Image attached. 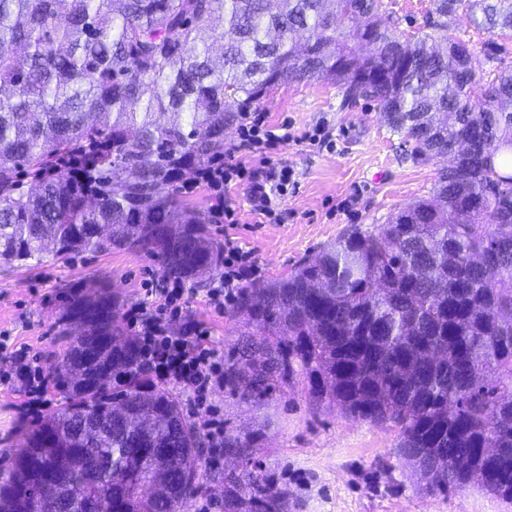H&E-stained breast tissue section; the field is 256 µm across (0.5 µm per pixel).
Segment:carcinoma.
Instances as JSON below:
<instances>
[{
	"label": "carcinoma",
	"mask_w": 512,
	"mask_h": 512,
	"mask_svg": "<svg viewBox=\"0 0 512 512\" xmlns=\"http://www.w3.org/2000/svg\"><path fill=\"white\" fill-rule=\"evenodd\" d=\"M462 0H431L427 31L405 41L381 0H0V263L124 248L161 276L220 271L224 245L177 184L224 156V129L270 88L324 79L376 102L418 160L470 151L429 200L379 227H354L284 278L234 304L264 333L224 363V389L261 399L297 376L354 418L389 423L431 490L475 483L512 502V69L481 94L469 45L450 32ZM470 21L512 31V0H469ZM34 188L19 189L24 172ZM482 199V206L471 200ZM507 247L487 263L471 257ZM68 350L50 374L59 407L21 425L0 468V512H182L200 474L167 497H135L201 456L171 393L137 370L121 300L101 284L62 294ZM101 346L80 368L85 345ZM488 469L458 472L474 448ZM229 436L224 455H248ZM70 460L44 504L38 481ZM224 512H284L259 475L224 472Z\"/></svg>",
	"instance_id": "carcinoma-1"
}]
</instances>
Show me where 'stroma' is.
I'll use <instances>...</instances> for the list:
<instances>
[{
	"label": "stroma",
	"mask_w": 512,
	"mask_h": 512,
	"mask_svg": "<svg viewBox=\"0 0 512 512\" xmlns=\"http://www.w3.org/2000/svg\"><path fill=\"white\" fill-rule=\"evenodd\" d=\"M253 111L268 115L270 124L290 120L294 141L279 145L283 165L296 172L298 188L282 204L280 221L260 223L246 183L225 190L237 226L225 231L213 217L215 239L232 235L253 252L262 280L286 276L301 260L335 242L346 229L387 223L401 209L432 196L445 162L416 160L411 148L393 135L373 101L348 105L336 84L327 80L285 82L254 102ZM327 123L335 148L297 142V135ZM156 264L130 250L85 253L67 260L48 259L36 268L0 264V336L27 346L43 369L63 355L65 340L57 323L59 297L75 283H107L124 305L145 300L143 284L158 278ZM211 278L189 282L179 323L202 322L211 332L219 355L236 351L244 335L262 333L246 324L233 307L216 311L207 303ZM24 399L19 381L0 384V461L17 441ZM228 434L253 437L249 456L230 462L204 448L207 468L197 499L184 512H196L201 498L215 501L224 512V470L259 474L288 502V512H512V502L469 485L448 493L429 490L401 456L395 428L347 416L339 407L317 403L303 380L277 388L261 400L214 391Z\"/></svg>",
	"instance_id": "35a3bbf8"
}]
</instances>
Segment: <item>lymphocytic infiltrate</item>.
Here are the masks:
<instances>
[{
  "mask_svg": "<svg viewBox=\"0 0 512 512\" xmlns=\"http://www.w3.org/2000/svg\"><path fill=\"white\" fill-rule=\"evenodd\" d=\"M235 151L245 153L247 162L225 161L208 167L199 174L200 182L212 190L216 210L222 211L228 226H235V212L224 203V189L232 182L248 180L257 212L263 217L276 218L280 200L290 188L296 187L294 169L284 166L270 173L268 149L292 140L288 124L269 125L262 112L243 113L238 129ZM260 273L251 251L243 249L233 238L224 240V272L209 288L206 298L215 310H223L233 302L240 288L255 280ZM158 304L148 309L146 304H132L123 314L129 327L140 330V361L152 381L173 386L193 394L204 402L210 391L223 388L224 368L216 359L211 333L204 324L192 323L181 331L170 325L181 309L186 293L183 280H157L151 290Z\"/></svg>",
  "mask_w": 512,
  "mask_h": 512,
  "instance_id": "lymphocytic-infiltrate-1",
  "label": "lymphocytic infiltrate"
}]
</instances>
